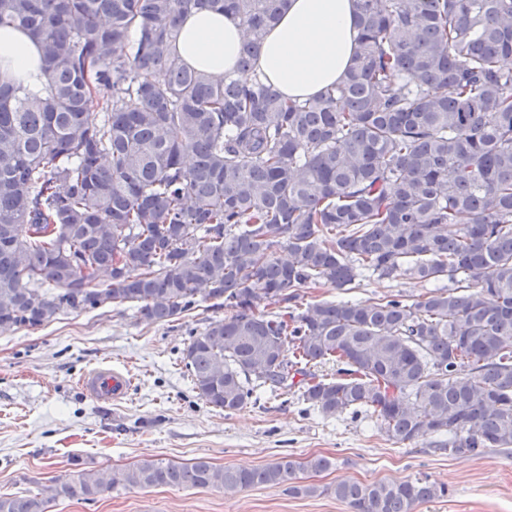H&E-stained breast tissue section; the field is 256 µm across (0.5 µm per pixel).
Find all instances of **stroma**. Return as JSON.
<instances>
[{"mask_svg":"<svg viewBox=\"0 0 512 512\" xmlns=\"http://www.w3.org/2000/svg\"><path fill=\"white\" fill-rule=\"evenodd\" d=\"M427 284L365 275L354 288H304V299L417 298ZM223 310L200 303L187 316L150 323L133 309L104 307L59 316L37 328H0V494L41 492L52 479L72 475L73 457L88 469H119L155 457L176 463L206 458L224 467H263L290 454L322 455L332 469L304 473L313 496L287 485H262L227 494L216 489L118 488L87 503L60 499L50 512H351L333 489L340 481L446 484L447 496L414 512H512V448L458 457L429 439L390 440L369 411L326 418L297 391L258 393L233 413L199 400L182 360L191 335ZM128 372L124 401L105 404L86 395L80 378L101 365Z\"/></svg>","mask_w":512,"mask_h":512,"instance_id":"35a3bbf8","label":"stroma"}]
</instances>
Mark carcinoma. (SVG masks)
Returning a JSON list of instances; mask_svg holds the SVG:
<instances>
[{"label": "carcinoma", "mask_w": 512, "mask_h": 512, "mask_svg": "<svg viewBox=\"0 0 512 512\" xmlns=\"http://www.w3.org/2000/svg\"><path fill=\"white\" fill-rule=\"evenodd\" d=\"M287 3L0 0V28L40 53L34 85L0 62V326L103 306L164 323L211 301L224 317L183 351L208 405L231 413L297 386L327 417L373 411L397 443L511 448L512 0H354L353 63L304 101L254 70ZM202 9L244 29L245 78L179 56V19ZM364 271L453 287L297 303ZM326 363L338 378L310 371ZM72 461L46 495H0V512L119 486L308 495L297 474L333 466ZM447 493L426 479L334 487L352 512H413Z\"/></svg>", "instance_id": "obj_1"}]
</instances>
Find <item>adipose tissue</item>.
<instances>
[{
    "label": "adipose tissue",
    "mask_w": 512,
    "mask_h": 512,
    "mask_svg": "<svg viewBox=\"0 0 512 512\" xmlns=\"http://www.w3.org/2000/svg\"><path fill=\"white\" fill-rule=\"evenodd\" d=\"M356 34L353 0H288L263 40L257 66L286 97H312L342 80L354 57ZM243 40L237 22L202 11L184 19L177 51L189 66L221 78L236 74ZM0 60L21 77L39 72L36 43L15 29L0 30Z\"/></svg>",
    "instance_id": "adipose-tissue-1"
}]
</instances>
